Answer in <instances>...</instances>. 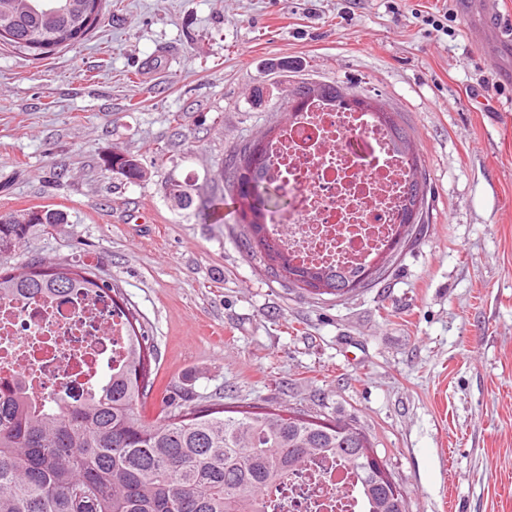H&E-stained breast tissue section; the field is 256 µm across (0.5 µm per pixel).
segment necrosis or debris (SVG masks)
I'll use <instances>...</instances> for the list:
<instances>
[{"label": "necrosis or debris", "instance_id": "necrosis-or-debris-1", "mask_svg": "<svg viewBox=\"0 0 512 512\" xmlns=\"http://www.w3.org/2000/svg\"><path fill=\"white\" fill-rule=\"evenodd\" d=\"M265 181L287 192L267 229L296 264L350 270L384 251L410 170L371 113L316 99L269 145ZM121 320L95 293L0 304V378L30 395L77 397L124 355ZM342 465L312 462L278 484L265 512H363Z\"/></svg>", "mask_w": 512, "mask_h": 512}]
</instances>
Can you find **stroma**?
I'll return each instance as SVG.
<instances>
[{
    "mask_svg": "<svg viewBox=\"0 0 512 512\" xmlns=\"http://www.w3.org/2000/svg\"><path fill=\"white\" fill-rule=\"evenodd\" d=\"M454 0H107L87 39L42 59L0 44V213L63 211L18 260L97 266L158 353L164 393L298 407L370 435L409 512H512V84ZM320 82L400 113L425 161L417 240L354 295L264 276L232 236L178 209ZM138 160L127 179L105 154Z\"/></svg>",
    "mask_w": 512,
    "mask_h": 512,
    "instance_id": "1",
    "label": "stroma"
}]
</instances>
